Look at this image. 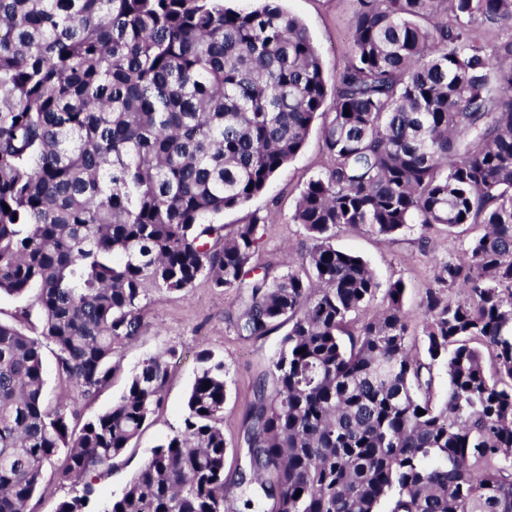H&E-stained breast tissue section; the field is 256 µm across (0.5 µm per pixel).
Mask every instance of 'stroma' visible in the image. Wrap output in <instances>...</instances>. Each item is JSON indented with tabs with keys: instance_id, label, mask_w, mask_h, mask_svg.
I'll return each instance as SVG.
<instances>
[{
	"instance_id": "obj_1",
	"label": "stroma",
	"mask_w": 512,
	"mask_h": 512,
	"mask_svg": "<svg viewBox=\"0 0 512 512\" xmlns=\"http://www.w3.org/2000/svg\"><path fill=\"white\" fill-rule=\"evenodd\" d=\"M281 5L306 27L319 53L327 85L332 89L350 60V21L358 0H281ZM334 106L335 96L330 92L299 154L276 174L263 193L242 207L225 211L222 217L223 223L236 224L255 212L266 216V224L260 227L261 246L251 262L257 273L280 276L285 271V261L300 259L309 247L302 226L293 223L291 215L305 185L326 171L322 129ZM482 232L478 224L462 225L452 233L442 225L427 231L416 226L396 239L384 240L364 227L343 226L337 229L333 242L336 248L361 257L380 285L396 280L404 282V310L410 320V332L417 337L421 334L418 321L421 304L426 290L438 285L436 275L440 262L461 256L468 239ZM243 308L235 292L213 288L205 276L199 277L192 288L184 292L147 286L142 301V333L135 343L122 350L120 369L111 385L92 397L66 389L57 375L54 354L45 352L48 401L66 402L83 420L111 406L123 393L131 373L143 358L170 349L176 352L170 361L163 401L150 425L135 447L127 449L111 469L98 477L100 501L121 495L152 448L177 426L185 409L186 395L200 367L197 356L205 349L224 360L227 382L224 475L228 482L227 496L229 500H236L240 490L234 480L238 469L245 465L246 412L256 387L266 378L268 360L283 336L279 330L259 339L237 335L234 323Z\"/></svg>"
}]
</instances>
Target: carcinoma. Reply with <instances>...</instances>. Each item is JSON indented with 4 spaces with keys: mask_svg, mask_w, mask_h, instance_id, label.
Instances as JSON below:
<instances>
[{
    "mask_svg": "<svg viewBox=\"0 0 512 512\" xmlns=\"http://www.w3.org/2000/svg\"><path fill=\"white\" fill-rule=\"evenodd\" d=\"M358 2L329 164L291 216L310 247L271 280L248 278L265 219L220 218L297 156L323 106L301 21L275 0H0V295L37 290L42 319L38 336L0 322V512H30L61 454L78 488L55 512H90L173 354L80 425L45 401L44 348L91 395L140 337L145 284L202 275L247 293L238 335L288 327L246 415V509L512 512V40L488 51L471 29L512 26V0ZM358 224L386 240L484 225L425 294L424 353L403 282L374 309L373 272L333 244ZM199 362L180 423L100 512H230L224 359Z\"/></svg>",
    "mask_w": 512,
    "mask_h": 512,
    "instance_id": "cac0c4a2",
    "label": "carcinoma"
}]
</instances>
